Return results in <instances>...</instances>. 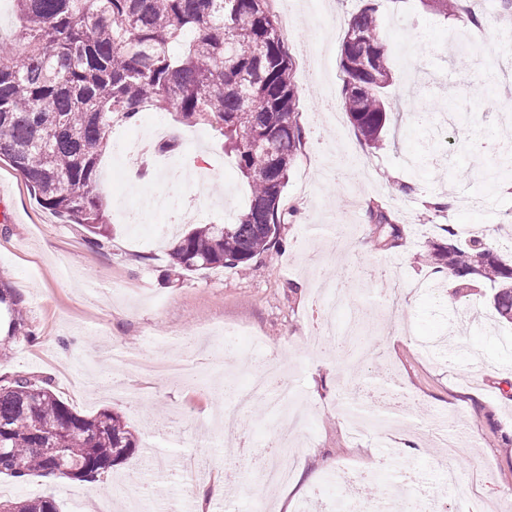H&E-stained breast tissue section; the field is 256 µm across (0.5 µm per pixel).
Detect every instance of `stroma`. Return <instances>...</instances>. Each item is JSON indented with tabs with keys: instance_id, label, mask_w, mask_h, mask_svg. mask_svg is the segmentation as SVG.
<instances>
[{
	"instance_id": "stroma-1",
	"label": "stroma",
	"mask_w": 512,
	"mask_h": 512,
	"mask_svg": "<svg viewBox=\"0 0 512 512\" xmlns=\"http://www.w3.org/2000/svg\"><path fill=\"white\" fill-rule=\"evenodd\" d=\"M291 2L275 0L272 12L293 65L302 146L282 193V245L247 267L175 268L172 240L161 236L158 217L113 221L107 246L90 249L82 227L43 209L22 174L0 161V209L9 216L0 223V279L20 295L38 335L0 360V375L50 377L74 411L118 412L144 443L99 484L0 475L1 502L49 495L59 512H73L76 500L90 504L109 496L112 512H184L189 502L202 503L203 512H250L267 493L250 458L236 443L208 448L202 438H222L219 420L235 410L233 389L270 361L280 364L312 419L293 469L306 482L282 491L286 512L311 505L314 487L342 468L372 474V482L355 488L370 512H387L394 488L413 497L401 477L408 468L439 495L440 512H482L512 497V447L506 444L512 437V339L502 336L483 291L458 306L437 300L428 259L443 224L495 242L512 238V188L492 191L485 179L499 162L488 133L512 139V83L498 85L491 77L499 59L512 60L504 23L493 0H472L476 25L434 15L421 0H381L380 29L392 58L410 61L415 82L390 87L393 118L372 149L343 109L341 42L364 0H329L326 27L318 26L308 0L292 14ZM328 104L336 110V135L322 130ZM159 127L180 136L176 157L213 170L206 192L225 205L203 212L201 223L232 221L246 190L211 126L149 108L136 121L114 126L109 140L150 139ZM432 136L437 144L425 159L427 180L418 184L405 160ZM346 150L357 168L340 180L324 179ZM440 197L448 199V209L434 208ZM379 207L391 224L371 221ZM64 260L74 266L68 278L58 272ZM384 261L389 282L366 285L362 266ZM319 270L343 281L351 300L369 312L355 359L317 342L324 313L312 289ZM213 324L239 329L231 351L202 335ZM147 333L191 337L189 358L204 369L201 381L188 386L113 367L116 344L162 357L161 348L144 347ZM254 338L264 341V353H254ZM379 385L405 395L400 427L421 431L419 442L404 448L387 431L349 432L346 412L372 415L365 394ZM440 417L452 426L464 423L475 447L452 456L433 447L428 434ZM449 468L456 473L452 486L443 481ZM121 479L130 486L116 499L112 485ZM217 482L227 484V493L200 499L201 489Z\"/></svg>"
}]
</instances>
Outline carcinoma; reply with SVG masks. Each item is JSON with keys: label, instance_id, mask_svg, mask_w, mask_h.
<instances>
[{"label": "carcinoma", "instance_id": "1", "mask_svg": "<svg viewBox=\"0 0 512 512\" xmlns=\"http://www.w3.org/2000/svg\"><path fill=\"white\" fill-rule=\"evenodd\" d=\"M20 29L0 59V160L25 177L39 204L88 232L99 249L110 218L99 191V162L112 125L147 106L173 108L182 120L220 130L249 187L246 208L231 224H203L175 237L172 263L185 271L245 266L278 242L282 192L301 149L298 94L283 36L269 0H14ZM443 17L478 18L464 0H427ZM378 0H367L342 40L344 109L374 147L390 121L385 89L393 80L388 45L378 26ZM270 135L273 151L251 138ZM269 225L262 231L259 225ZM433 246L438 273L455 295L493 290L500 322L512 325V262L483 236L461 241L444 226ZM5 337H28L17 294L0 280ZM139 438L111 410L74 412L50 381L0 379V474H54L80 483L128 460ZM60 454L49 455L47 449ZM5 512H58L40 496Z\"/></svg>", "mask_w": 512, "mask_h": 512}]
</instances>
